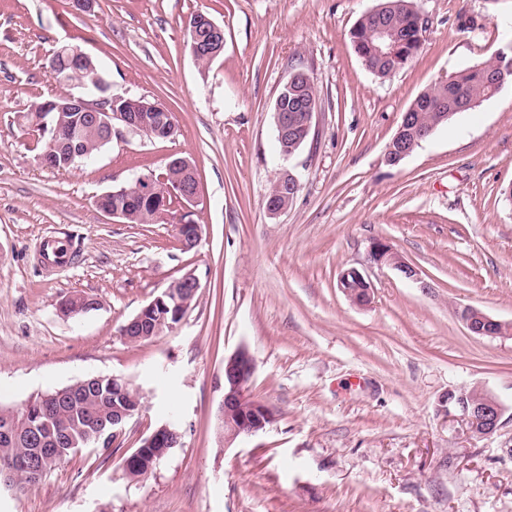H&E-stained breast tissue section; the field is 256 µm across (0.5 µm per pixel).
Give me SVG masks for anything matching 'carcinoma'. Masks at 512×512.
I'll list each match as a JSON object with an SVG mask.
<instances>
[{
    "label": "carcinoma",
    "instance_id": "carcinoma-1",
    "mask_svg": "<svg viewBox=\"0 0 512 512\" xmlns=\"http://www.w3.org/2000/svg\"><path fill=\"white\" fill-rule=\"evenodd\" d=\"M415 11L414 0H379L376 8L364 15L352 30L351 41L356 53L377 78L383 80L391 77L419 52L422 42L416 37L413 21ZM382 30L386 32L383 38L380 37ZM392 48L396 49L397 60L394 62L381 56V52ZM502 67L506 68L508 64L495 56L454 73L452 78L456 94L453 96L448 95V86L442 84L423 92L413 121L405 133L406 140L410 143L415 140L422 142L451 120L449 113L458 116L474 109L472 103L480 104L496 96L489 87L488 77L500 72ZM49 68L55 81L64 85L75 82L97 92L105 81L104 73L95 60L77 66L68 54L59 51L52 56ZM310 104H319L316 87L311 78H300L288 93V111L301 115ZM81 132L88 153L92 156L97 154L101 150L99 144L103 139V130L85 124ZM126 188L128 192L118 200L99 196L96 206L101 210L118 202L128 207L131 223H149L153 214L150 201L139 193L137 182L128 183ZM165 329L167 326H158L152 317L144 323L143 329L132 334L131 341L151 339ZM139 403L141 399L132 387L117 393L112 390L107 376L85 378L83 385L75 390L63 393L49 391L43 399L37 396L35 417L42 424L46 446L56 449V452L41 459L37 471H29L28 464L36 444L28 440L27 431L22 428L10 440H0V471H12L16 478L14 492H24L73 456L72 449L97 446L98 426L112 425V417ZM161 453L160 448L142 451L129 467V476L137 479L147 470L155 469L163 460Z\"/></svg>",
    "mask_w": 512,
    "mask_h": 512
}]
</instances>
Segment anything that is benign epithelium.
Returning <instances> with one entry per match:
<instances>
[{"instance_id": "7a95c632", "label": "benign epithelium", "mask_w": 512, "mask_h": 512, "mask_svg": "<svg viewBox=\"0 0 512 512\" xmlns=\"http://www.w3.org/2000/svg\"><path fill=\"white\" fill-rule=\"evenodd\" d=\"M202 30L205 39L211 45V55H216L224 47V28L212 19L203 17ZM67 106L76 113V118L84 123H90L114 133V122L135 133L157 134L165 139L173 137L176 133V124L170 118V113L161 105H155L158 115L154 121L147 120L142 112L141 100L134 98L110 99L102 97L87 99L82 95L68 94ZM59 107L55 101H47L37 105L33 112L24 115L29 125L34 129L45 131L48 124L49 111ZM317 108L311 107L305 113L303 121L298 123L284 111L276 113V127L279 137L286 139L297 137V141L304 140L311 134L313 120ZM87 152L81 147L80 136L72 135L61 138L53 135L47 142L41 154V163L48 169L58 168L61 158H66V165L70 168L77 166L86 157ZM179 170L178 176H173L172 170ZM141 194L150 200L153 208V218L164 221L167 216L176 211L179 213L177 233L182 244L190 249L200 238V225L191 219L192 207L196 205L199 197V181L192 162L185 157L171 158L161 172H151L138 181ZM370 261L379 267H388L405 275L412 280H419L418 272L407 263L390 244L382 240H375L369 248ZM361 283L363 295L353 299L354 304L366 306L371 302V283L356 268H351L339 277V288L349 293L347 284L349 277ZM201 288L199 279L192 272H187L173 281L169 287L122 326L121 335L129 337V333L150 316L164 323L171 318L181 320L191 298L196 296ZM80 300L71 298L65 300L60 306V312L67 317H74L98 306L96 302H85L79 307ZM461 320L468 330L478 336L497 337L507 334L509 325L494 320L483 312L467 306L459 311ZM255 371V364L249 351L240 347L224 360V396L219 407V428L224 438V447H230L241 436H253L266 431L275 420L273 410L253 399L249 395V387ZM480 398H471V391L448 393V418H456L464 422L467 431L476 437H485L494 434L502 424L504 409L500 402L490 393L479 390ZM139 413V410H129L120 413L112 419V434L107 436L105 447L110 448L124 434L125 425ZM181 434L162 424L154 428L142 439L144 448H174L180 443Z\"/></svg>"}]
</instances>
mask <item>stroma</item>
<instances>
[{
  "mask_svg": "<svg viewBox=\"0 0 512 512\" xmlns=\"http://www.w3.org/2000/svg\"><path fill=\"white\" fill-rule=\"evenodd\" d=\"M378 0H0V402L22 406L88 375L142 402L119 444L86 448L0 512H512V335L472 334L462 307L512 324V86L385 160L404 112L449 75L512 45V0H415L429 20L390 78L363 65L350 31ZM206 12L224 50L202 67L186 25ZM471 29H463V20ZM94 57L115 98L173 113L167 140L122 131L68 171L43 167L24 114L69 94L50 73L63 45ZM319 94L316 130L276 150L274 104L295 70ZM188 158L199 179L184 250L175 224H125L101 194ZM300 189L277 216L281 169ZM68 233L76 260L44 270L39 242ZM387 241L420 281L369 261ZM372 286L369 306L338 286ZM201 287L175 328L136 343L120 328L184 275ZM95 310L60 314L66 299ZM247 348L263 433L225 446L224 359ZM483 388L502 427L476 438L449 421V392ZM180 445L147 477L123 462L155 427ZM349 275H352L354 279L360 282L361 285L363 286L364 294L362 295L360 300L356 298H351L349 296V290L346 289L347 284L349 282ZM339 288H341L342 291L351 298L354 304L358 306H366L371 302V283L358 269L351 268L341 273L339 277Z\"/></svg>",
  "mask_w": 512,
  "mask_h": 512,
  "instance_id": "1",
  "label": "stroma"
}]
</instances>
